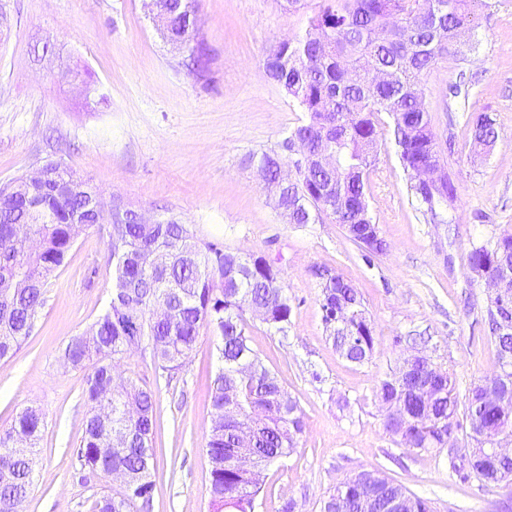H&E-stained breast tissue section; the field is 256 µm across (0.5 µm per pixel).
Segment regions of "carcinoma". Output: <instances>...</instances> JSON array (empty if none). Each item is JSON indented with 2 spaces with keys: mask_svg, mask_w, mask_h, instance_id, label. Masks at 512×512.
Instances as JSON below:
<instances>
[{
  "mask_svg": "<svg viewBox=\"0 0 512 512\" xmlns=\"http://www.w3.org/2000/svg\"><path fill=\"white\" fill-rule=\"evenodd\" d=\"M173 34L191 45L189 66L207 70L209 52L196 31L187 27L192 0H164ZM483 0H324L310 17L304 33L280 46V57L266 59L267 76L279 84L305 113L303 122L288 132L284 145L305 143L317 154L336 152L340 167L330 172L315 165L290 187L278 182L282 158L275 152L251 154L247 162L265 165L267 190L282 198L288 223L311 224L330 219L346 225L348 237L359 246L369 243L371 223L366 181L375 161L378 131L375 114L393 118V137L400 161L410 179V191L432 220L445 222L448 205L456 198L451 177L439 186L419 182L426 161H441L431 117L423 103L422 77L436 59L452 54L454 34L473 29ZM498 138L496 120L487 112L470 127L469 152L487 151ZM74 184L90 185L60 164L49 165L45 181L30 198L0 190V360L12 357L30 337L29 312L40 314L50 279L64 264L78 237L94 221L86 198L69 191ZM27 224L38 240L35 251L14 235L12 226ZM112 298L84 333L72 337L60 361L73 369H90L84 396L88 412L78 457L82 465L103 476L113 470L128 481L115 493L102 495L96 512H149L152 501V437L155 398L152 391L127 379L112 378V359L145 341L158 367L172 372L186 366L202 330L219 337L221 367L214 380L211 430L206 444L210 463V512H254L262 491L261 468L291 456L303 433L297 401L280 385L250 344L247 315L251 307L265 309L263 322L278 332L288 324L292 306L284 287L268 271L244 257L197 238L175 219L160 224L112 225ZM504 256L512 257V233L493 236L472 248L469 271L474 278L496 270ZM321 310L344 311L345 325L335 327L323 317L328 337L348 361L362 364L374 350L376 337L369 326L357 289L340 274L320 281ZM166 302L174 316L161 319L153 309ZM485 322L494 338L497 357L512 350V309L493 296L487 298ZM498 376L479 380L465 396L464 414L471 417L480 388L498 385ZM377 395L402 407L385 417L387 432L407 448L442 447L451 441L459 400L450 376L432 378L425 357L405 361L399 372L383 379ZM491 432L512 435V417L501 415L488 401L481 413ZM42 412L26 408L9 430L0 434V512H18L19 496L32 483L33 459L9 452L15 437L32 448L41 438ZM119 431L122 443L102 456V439ZM463 456L461 478L484 487L512 484V457L485 465L481 441ZM234 453L240 465L224 466ZM354 474L336 487L323 512H381L383 503L398 494L407 512H430L427 502L385 477L364 493L356 491Z\"/></svg>",
  "mask_w": 512,
  "mask_h": 512,
  "instance_id": "obj_1",
  "label": "carcinoma"
}]
</instances>
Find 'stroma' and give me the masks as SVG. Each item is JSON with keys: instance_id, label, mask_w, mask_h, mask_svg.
<instances>
[{"instance_id": "obj_1", "label": "stroma", "mask_w": 512, "mask_h": 512, "mask_svg": "<svg viewBox=\"0 0 512 512\" xmlns=\"http://www.w3.org/2000/svg\"><path fill=\"white\" fill-rule=\"evenodd\" d=\"M322 0L296 12L284 0H194L207 72L163 39L145 0H0V189L50 162L88 178L104 200L120 198L153 218H176L200 239L274 260L292 305L285 333L249 320L251 345L299 403L296 451L268 466L255 512H322L346 478L385 475L427 501L431 512H498L512 485L485 488L451 469L447 449L404 447L384 427L379 383L420 355L448 372L458 394L498 373L484 321L488 290L469 278L473 245L512 232V0H486L458 54L422 79L424 104L457 195L448 221L431 223L410 192L387 114L369 175L370 215L388 249L365 255L341 225L290 224L267 197L250 154L293 155L283 145L303 114L269 80L264 59L301 33ZM463 94L456 97L452 85ZM492 113L498 138L467 158L468 120ZM111 227L97 224L73 245L47 286L37 325L0 361V432L18 413L40 410L45 428L33 483L20 512H92L115 491L82 479L76 450L88 410L86 370L63 367L62 347L107 306ZM343 275L361 293L376 336L371 358L345 360L322 320L313 266ZM219 339L201 333L188 364L167 377L148 345L116 357L114 371L155 394L150 512H209L210 389Z\"/></svg>"}]
</instances>
